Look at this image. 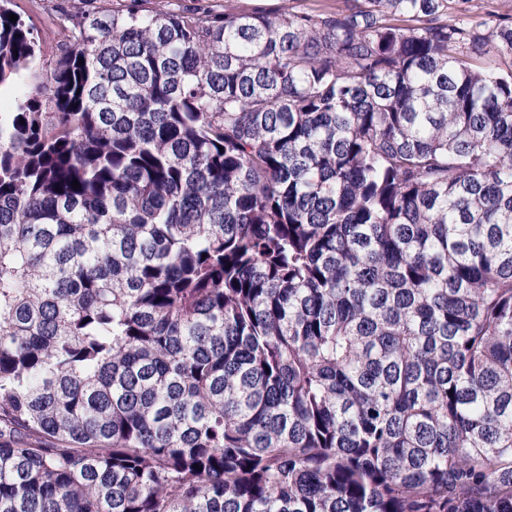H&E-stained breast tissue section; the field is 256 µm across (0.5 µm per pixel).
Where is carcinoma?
Listing matches in <instances>:
<instances>
[{
    "mask_svg": "<svg viewBox=\"0 0 512 512\" xmlns=\"http://www.w3.org/2000/svg\"><path fill=\"white\" fill-rule=\"evenodd\" d=\"M448 2L130 0L32 86L0 5V512H512V16ZM164 1L165 7L178 8L179 6L201 7L207 9L222 10L224 5L232 4L241 9L262 7L269 10H276L285 0H151ZM229 1V2H228ZM168 2V3H167ZM169 4V5H168Z\"/></svg>",
    "mask_w": 512,
    "mask_h": 512,
    "instance_id": "carcinoma-1",
    "label": "carcinoma"
}]
</instances>
